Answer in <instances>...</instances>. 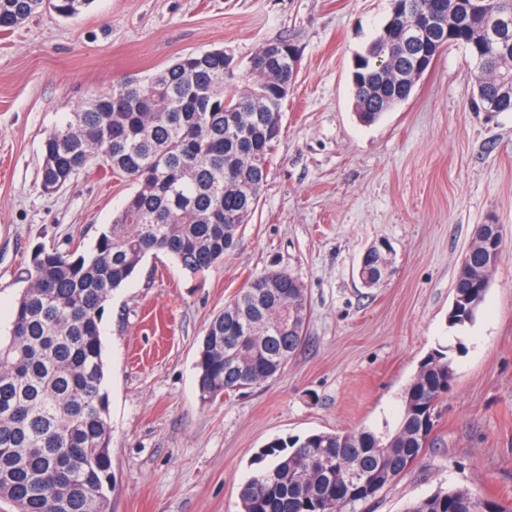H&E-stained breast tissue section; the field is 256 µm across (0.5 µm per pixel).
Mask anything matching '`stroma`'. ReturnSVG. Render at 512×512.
<instances>
[{"label": "stroma", "instance_id": "stroma-1", "mask_svg": "<svg viewBox=\"0 0 512 512\" xmlns=\"http://www.w3.org/2000/svg\"><path fill=\"white\" fill-rule=\"evenodd\" d=\"M390 0H95L79 18L34 14L0 34V332L37 246L89 251L134 190L96 162L60 191L41 188L42 143L93 95L190 52L246 63L295 44L301 65L259 204L223 262L192 274L147 255L100 325L112 427L111 512H239L257 453L276 437L395 428L401 394L432 351L455 378L429 448L357 512H404L466 487L512 499V112H479L469 56L451 47L405 103L358 122L353 58ZM502 251L475 320L448 323L474 225ZM392 273L357 275L372 244ZM291 271L307 334L277 378L205 403L195 360L204 329L248 277Z\"/></svg>", "mask_w": 512, "mask_h": 512}]
</instances>
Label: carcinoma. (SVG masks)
<instances>
[{
  "mask_svg": "<svg viewBox=\"0 0 512 512\" xmlns=\"http://www.w3.org/2000/svg\"><path fill=\"white\" fill-rule=\"evenodd\" d=\"M93 0H0V32L51 10L73 19ZM452 45L475 62V105L512 112V0H448ZM426 0H392L390 15L353 60L363 124L409 99L441 46L420 22ZM282 53L275 67L235 71L224 50L189 53L88 100L43 141L41 187L60 190L98 158L136 189L89 253L37 246L6 336L0 335V501L12 512H110L111 426L100 323L106 302L150 253L198 273L224 260L258 206L295 82ZM487 287L460 272L466 299L448 322L474 321ZM306 295L290 271L252 277L205 330L195 369L211 403L279 375L306 339ZM453 361L430 353L402 392L397 427L376 433L313 432L266 444L240 491L241 512H350L398 479L431 440ZM466 488L439 491L406 512H471Z\"/></svg>",
  "mask_w": 512,
  "mask_h": 512,
  "instance_id": "obj_1",
  "label": "carcinoma"
}]
</instances>
